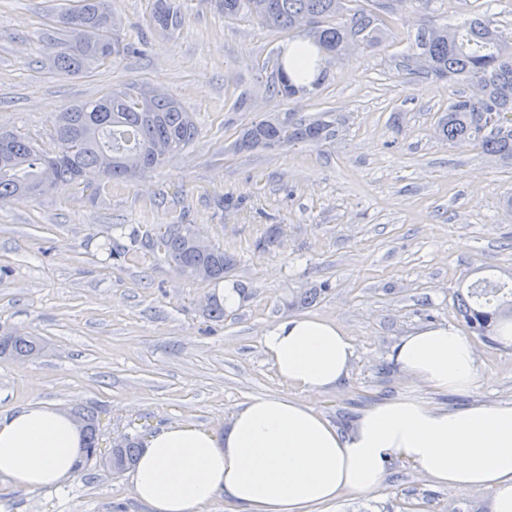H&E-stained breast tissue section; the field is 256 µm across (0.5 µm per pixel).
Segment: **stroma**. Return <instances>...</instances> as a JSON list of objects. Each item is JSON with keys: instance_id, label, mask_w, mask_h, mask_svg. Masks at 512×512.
Here are the masks:
<instances>
[{"instance_id": "35a3bbf8", "label": "stroma", "mask_w": 512, "mask_h": 512, "mask_svg": "<svg viewBox=\"0 0 512 512\" xmlns=\"http://www.w3.org/2000/svg\"><path fill=\"white\" fill-rule=\"evenodd\" d=\"M181 4V28L163 36L148 25L150 0H112L114 30L137 53L58 75L43 68L40 51L55 0H0V128L54 152L57 113L130 79L180 99L199 126L189 146L137 182L0 201V335L44 343L37 356L0 358V414L29 402L65 411L82 404L101 408L106 441L177 422L220 434L249 399L287 393L261 336L303 314L336 321L352 338L348 379L310 400L340 430L408 392L451 410L512 402V343L474 337L480 381L464 392H433L391 359L396 342L420 326L463 327L456 294L473 281L512 279V212L502 205L512 165L435 134L448 103L472 88L396 72L417 34L414 14L400 10L394 38L377 50H353L329 67L315 96L286 101L268 95L266 82L300 32L225 18L213 0ZM485 13L512 28V0H437L433 20L452 26ZM319 112L342 123L333 143L233 148L252 122ZM169 224L194 225L206 244L234 255L223 282L192 280L129 237L138 226ZM273 229L277 247L257 251ZM107 241L120 257H109ZM228 285L240 300L218 321L207 303ZM321 286L316 303L290 306L293 293ZM490 505V492L437 485L393 458L376 491L343 494L323 512ZM0 512L150 510L128 473L92 461L57 487L28 491L0 480Z\"/></svg>"}]
</instances>
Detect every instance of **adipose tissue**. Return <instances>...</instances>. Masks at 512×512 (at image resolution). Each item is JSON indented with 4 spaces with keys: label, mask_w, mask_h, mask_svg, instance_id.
I'll list each match as a JSON object with an SVG mask.
<instances>
[{
    "label": "adipose tissue",
    "mask_w": 512,
    "mask_h": 512,
    "mask_svg": "<svg viewBox=\"0 0 512 512\" xmlns=\"http://www.w3.org/2000/svg\"><path fill=\"white\" fill-rule=\"evenodd\" d=\"M261 344L298 397H253L220 436L192 423L149 436L130 483L151 512H195L219 496L239 512H317L341 493L377 489L393 457L438 484L492 491L491 512H512V403L451 411L410 393L373 405L343 433L308 399L348 378L347 330L292 317L269 325ZM393 359L438 392L466 391L479 379L475 345L452 325L402 337ZM79 446L67 414L27 404L0 418V479L30 491L56 485L71 475Z\"/></svg>",
    "instance_id": "ef3b65f1"
}]
</instances>
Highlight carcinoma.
<instances>
[{"instance_id":"1","label":"carcinoma","mask_w":512,"mask_h":512,"mask_svg":"<svg viewBox=\"0 0 512 512\" xmlns=\"http://www.w3.org/2000/svg\"><path fill=\"white\" fill-rule=\"evenodd\" d=\"M434 0H216L226 18L255 19L277 32L300 30L311 46L298 55L305 63L294 68L305 80L308 69L319 71L306 85L297 84L285 69L274 64L276 75L268 92L283 99L317 93L327 67L351 47L374 50L394 34V16L404 5L418 16L417 36L396 63L404 76L433 75L461 80L478 87L475 94L452 100L438 118L435 132L445 141L477 145L504 164H512V31L489 17H475L459 27L438 26L432 19ZM79 25L73 26V19ZM180 0H152L150 25L164 35L178 30ZM42 38L50 72H92L104 64L102 43L113 45L112 57L128 53L129 44L112 32V0H76V4L47 17ZM198 135L194 114L178 99L141 80L112 85L101 96L68 107L57 116L52 137L58 144L53 156L39 153L26 136L0 132V200L36 198L80 183L94 172L101 179L133 182L163 164ZM336 138L335 121L323 112L309 119L273 117L244 128L235 141L238 151L269 148L274 144L319 143ZM145 244L182 267L186 274L217 282L235 265L224 250L203 246L190 224H172L166 232L145 234ZM458 314L472 332L484 339L496 335L502 318L512 317V287L485 278L457 298ZM38 336H0V357L23 359L40 353ZM83 420V454L109 457L100 448L99 412L76 407ZM143 443L137 435H123L116 456L122 473L131 469Z\"/></svg>"}]
</instances>
